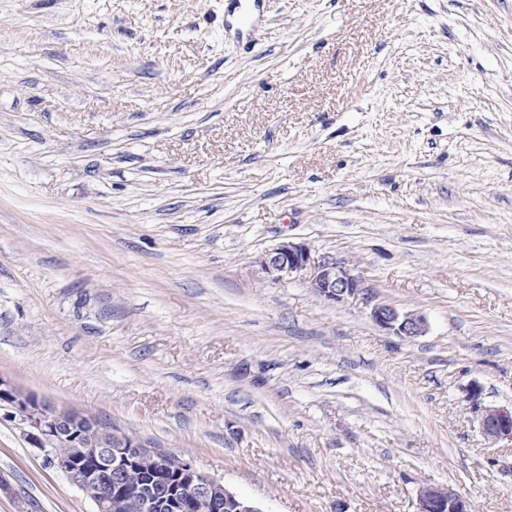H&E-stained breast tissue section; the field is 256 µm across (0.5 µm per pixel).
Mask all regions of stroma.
I'll return each instance as SVG.
<instances>
[{"label": "stroma", "instance_id": "35a3bbf8", "mask_svg": "<svg viewBox=\"0 0 512 512\" xmlns=\"http://www.w3.org/2000/svg\"><path fill=\"white\" fill-rule=\"evenodd\" d=\"M250 2L0 0V378L263 512H512V0ZM0 512H94L1 413ZM259 264L261 271L275 280L293 274L305 275L314 293L332 303L369 300L363 278L347 263L326 255L313 258L303 244L283 243L266 252ZM371 317L381 329L405 342H410L426 332L427 325L423 316L400 312L388 305H374ZM481 388L473 384L470 387L468 400L477 414L483 434L493 442L507 441L512 445V407L511 409L485 406L480 402ZM417 501V512H471L470 502L448 488L423 486Z\"/></svg>", "mask_w": 512, "mask_h": 512}]
</instances>
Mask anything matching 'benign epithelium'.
<instances>
[{
	"label": "benign epithelium",
	"mask_w": 512,
	"mask_h": 512,
	"mask_svg": "<svg viewBox=\"0 0 512 512\" xmlns=\"http://www.w3.org/2000/svg\"><path fill=\"white\" fill-rule=\"evenodd\" d=\"M267 276L282 280L307 277L309 287L332 303L369 300L363 278L344 261L286 242L259 261ZM373 321L388 334L410 342L426 332L417 313L376 304ZM481 388L472 385L468 400L483 434L493 442L512 443V408L485 406ZM19 421L46 453L95 505L96 512H263L254 502L237 496L224 483L192 463L149 448L126 431L73 410L58 411L24 396L0 378V410ZM176 471V481L167 480ZM418 512H471L470 502L448 488L423 486L417 494Z\"/></svg>",
	"instance_id": "1"
}]
</instances>
